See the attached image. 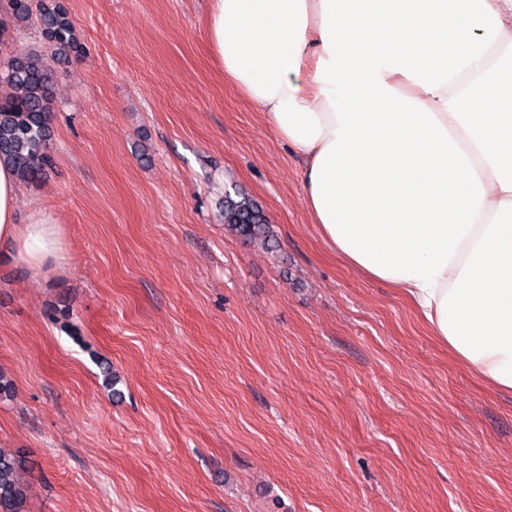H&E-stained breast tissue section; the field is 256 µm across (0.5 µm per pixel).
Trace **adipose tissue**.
<instances>
[{
    "label": "adipose tissue",
    "mask_w": 512,
    "mask_h": 512,
    "mask_svg": "<svg viewBox=\"0 0 512 512\" xmlns=\"http://www.w3.org/2000/svg\"><path fill=\"white\" fill-rule=\"evenodd\" d=\"M207 36L328 246L512 393V0H211ZM20 184L0 163V245L61 269L66 229L19 220Z\"/></svg>",
    "instance_id": "ef3b65f1"
}]
</instances>
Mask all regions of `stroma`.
<instances>
[{"label":"stroma","instance_id":"35a3bbf8","mask_svg":"<svg viewBox=\"0 0 512 512\" xmlns=\"http://www.w3.org/2000/svg\"><path fill=\"white\" fill-rule=\"evenodd\" d=\"M54 163L63 270L0 247V448L29 512H512V395L398 289L333 253L295 152L224 78L210 0H63ZM0 60L43 48L0 10ZM268 251L224 229L225 192ZM224 226L243 240L272 248L274 235L263 210L250 198L236 194L224 196Z\"/></svg>","mask_w":512,"mask_h":512}]
</instances>
